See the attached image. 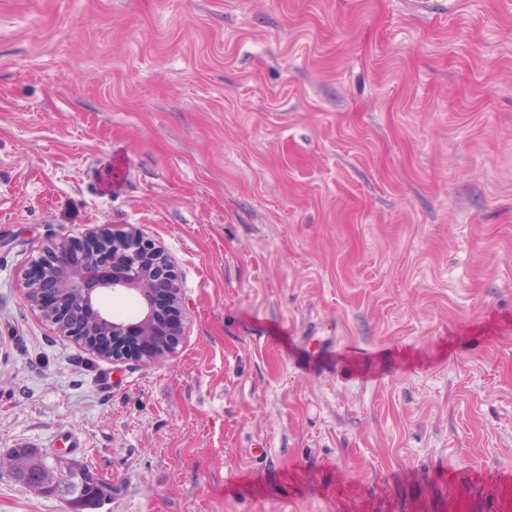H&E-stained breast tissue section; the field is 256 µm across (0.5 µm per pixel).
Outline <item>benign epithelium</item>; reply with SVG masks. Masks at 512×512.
<instances>
[{"instance_id": "1", "label": "benign epithelium", "mask_w": 512, "mask_h": 512, "mask_svg": "<svg viewBox=\"0 0 512 512\" xmlns=\"http://www.w3.org/2000/svg\"><path fill=\"white\" fill-rule=\"evenodd\" d=\"M39 264L43 274L25 278V298L61 335L114 362L151 363L176 350L183 333L178 277L137 233L100 225L86 244L46 246ZM106 293L134 296L140 313L110 315L100 305Z\"/></svg>"}]
</instances>
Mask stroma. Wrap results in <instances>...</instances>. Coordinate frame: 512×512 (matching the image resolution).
Wrapping results in <instances>:
<instances>
[{
	"label": "stroma",
	"instance_id": "obj_1",
	"mask_svg": "<svg viewBox=\"0 0 512 512\" xmlns=\"http://www.w3.org/2000/svg\"><path fill=\"white\" fill-rule=\"evenodd\" d=\"M139 232L184 334L24 297ZM99 512H512V0H0V458ZM0 512H68L0 474ZM87 244L61 240L43 249V274L25 278V298L63 336L112 362H154L172 354L183 333L181 288L161 250L136 232L99 225ZM132 295L134 318L112 317L100 297ZM112 350L107 348V344ZM16 454L23 456L26 465L12 471L20 481L29 487L45 494V486L56 484V494L68 501L72 512H84L85 509L98 505L105 483L97 481L77 466L63 467L56 463H49L47 457L32 453L27 448L17 449Z\"/></svg>",
	"mask_w": 512,
	"mask_h": 512
}]
</instances>
